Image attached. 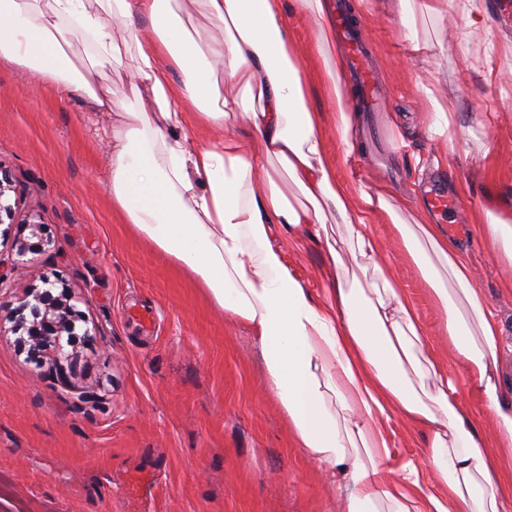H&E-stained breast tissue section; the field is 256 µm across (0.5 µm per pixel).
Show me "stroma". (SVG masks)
<instances>
[{
	"mask_svg": "<svg viewBox=\"0 0 512 512\" xmlns=\"http://www.w3.org/2000/svg\"><path fill=\"white\" fill-rule=\"evenodd\" d=\"M349 4L371 67L391 92L378 123L387 142L405 150L388 157L394 183L351 158L338 171L352 186H381L425 208L434 194L456 195L464 223H449L444 214L433 221L464 252L475 287L493 301L501 397L511 404L512 284L476 228L488 210L512 222V69L488 80L461 76L458 58L478 48L454 41L439 60L403 66L398 17L383 14L380 0ZM288 21L310 82L307 104L333 128L315 22L294 13ZM137 61L128 48L121 63L98 69L92 80L133 102L128 74ZM426 75L453 108L451 127L441 134L430 130L417 87ZM111 151L110 113L0 64V166L13 177L22 211L39 216L52 241L0 297V512H341L336 484L295 447L248 330L227 323L113 208ZM270 237L300 281L322 297L321 247L307 237L289 239L278 224ZM389 262L431 350L454 373L461 403L489 427L490 413L450 351L427 289L400 257ZM45 277L69 286L94 329L57 367L30 360L10 330L26 288ZM60 375L97 392L99 404L75 405L58 385Z\"/></svg>",
	"mask_w": 512,
	"mask_h": 512,
	"instance_id": "stroma-1",
	"label": "stroma"
}]
</instances>
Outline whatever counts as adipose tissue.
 <instances>
[{
	"label": "adipose tissue",
	"mask_w": 512,
	"mask_h": 512,
	"mask_svg": "<svg viewBox=\"0 0 512 512\" xmlns=\"http://www.w3.org/2000/svg\"><path fill=\"white\" fill-rule=\"evenodd\" d=\"M196 2L216 24L207 52L179 0H0V61L111 113L114 208L228 320L250 328L297 446L323 478L341 480L344 512H502L512 501V460L492 455L491 440L512 442V408L498 400L491 302L425 212L402 217L383 193L354 191L338 177V157L357 144L326 0H294L293 10L316 21L323 89L337 111L336 157L322 113L307 106L283 0ZM389 2L412 61L443 54V39L427 24L450 9L465 14L453 33L458 42L490 33L486 12L470 2ZM116 17L129 23L126 35L113 30ZM137 19L149 34L133 29ZM72 32L92 48L81 68L64 51ZM129 44L138 55L132 107L87 78L120 61ZM228 82L237 95H225ZM193 125L218 140L200 144L187 132ZM283 174L293 194L283 191ZM374 212L388 218L386 239L369 230ZM274 224L322 241L327 303L271 244ZM392 253L428 288L449 348L492 414L490 430L478 427L447 365L430 354L427 330L388 264ZM394 414L424 435L425 447L419 459L388 470L384 423ZM425 473L435 478L432 488L422 484Z\"/></svg>",
	"instance_id": "adipose-tissue-1"
}]
</instances>
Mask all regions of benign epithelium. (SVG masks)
I'll use <instances>...</instances> for the list:
<instances>
[{
	"mask_svg": "<svg viewBox=\"0 0 512 512\" xmlns=\"http://www.w3.org/2000/svg\"><path fill=\"white\" fill-rule=\"evenodd\" d=\"M13 191L10 175L0 168V224H25L29 229L28 236L13 242L9 273L0 271V293L8 286V274L28 264V255L44 254L52 245L39 217L34 214L18 215L16 203L11 201L10 193ZM73 301L74 296L67 285L60 286L47 277L42 279V286L28 290L12 315V332L19 335L20 342L29 345L31 357L45 356L55 366L69 359L70 354L65 347L69 345V337L77 335L76 323L82 320ZM58 382L78 405L96 404L100 400L97 393L79 388L65 377Z\"/></svg>",
	"mask_w": 512,
	"mask_h": 512,
	"instance_id": "1",
	"label": "benign epithelium"
}]
</instances>
